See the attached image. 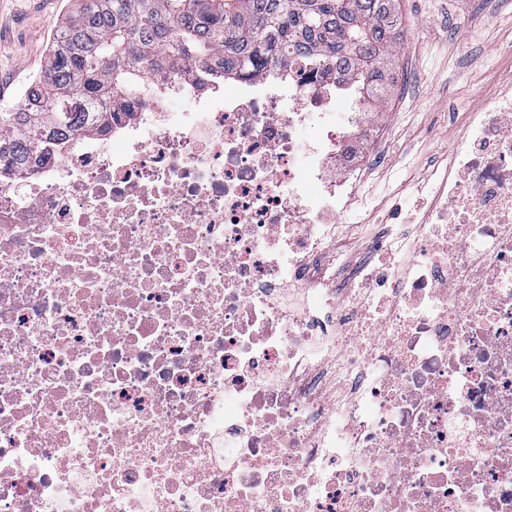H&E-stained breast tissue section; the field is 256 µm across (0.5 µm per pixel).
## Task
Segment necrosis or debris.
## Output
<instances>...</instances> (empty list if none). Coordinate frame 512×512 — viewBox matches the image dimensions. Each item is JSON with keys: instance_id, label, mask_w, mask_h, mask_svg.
Listing matches in <instances>:
<instances>
[{"instance_id": "necrosis-or-debris-1", "label": "necrosis or debris", "mask_w": 512, "mask_h": 512, "mask_svg": "<svg viewBox=\"0 0 512 512\" xmlns=\"http://www.w3.org/2000/svg\"><path fill=\"white\" fill-rule=\"evenodd\" d=\"M202 77L0 182V512H512V86L356 244L387 113Z\"/></svg>"}]
</instances>
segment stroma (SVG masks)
<instances>
[{"instance_id": "35a3bbf8", "label": "stroma", "mask_w": 512, "mask_h": 512, "mask_svg": "<svg viewBox=\"0 0 512 512\" xmlns=\"http://www.w3.org/2000/svg\"><path fill=\"white\" fill-rule=\"evenodd\" d=\"M72 0H0L14 24L0 28V112L13 109L47 64L55 32ZM402 37L386 111L399 119L384 142L388 172L352 224L414 222L417 185L455 140L448 114L462 115L506 86L512 74V0H398Z\"/></svg>"}]
</instances>
